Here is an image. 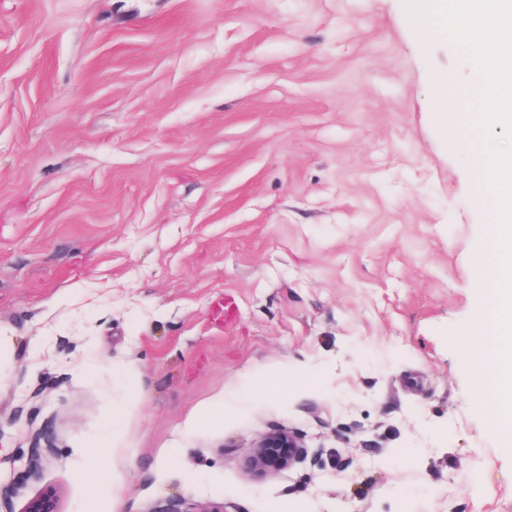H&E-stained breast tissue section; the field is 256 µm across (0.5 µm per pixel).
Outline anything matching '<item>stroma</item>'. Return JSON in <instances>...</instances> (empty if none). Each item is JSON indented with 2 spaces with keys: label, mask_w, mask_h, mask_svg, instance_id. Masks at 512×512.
<instances>
[{
  "label": "stroma",
  "mask_w": 512,
  "mask_h": 512,
  "mask_svg": "<svg viewBox=\"0 0 512 512\" xmlns=\"http://www.w3.org/2000/svg\"><path fill=\"white\" fill-rule=\"evenodd\" d=\"M439 73L469 63L409 0H0L14 512L48 487L60 512H512L463 343L493 203L440 131ZM281 427L306 460L248 474ZM120 416L118 409H112V423L103 427L100 434L96 438V443L89 448H93V452L97 455L94 459V466L91 467L92 471L88 473L90 479L99 481L105 473L103 466L107 463V448L111 446V437L114 429L120 425Z\"/></svg>",
  "instance_id": "stroma-1"
}]
</instances>
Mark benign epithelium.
Segmentation results:
<instances>
[{
    "instance_id": "1",
    "label": "benign epithelium",
    "mask_w": 512,
    "mask_h": 512,
    "mask_svg": "<svg viewBox=\"0 0 512 512\" xmlns=\"http://www.w3.org/2000/svg\"><path fill=\"white\" fill-rule=\"evenodd\" d=\"M52 448H33L28 459L29 477H39L43 462ZM307 456L306 446L301 437L287 428L267 432L251 445L249 453L241 464L250 475L263 478L292 469ZM21 512H59L58 494L53 488H46L30 498Z\"/></svg>"
}]
</instances>
